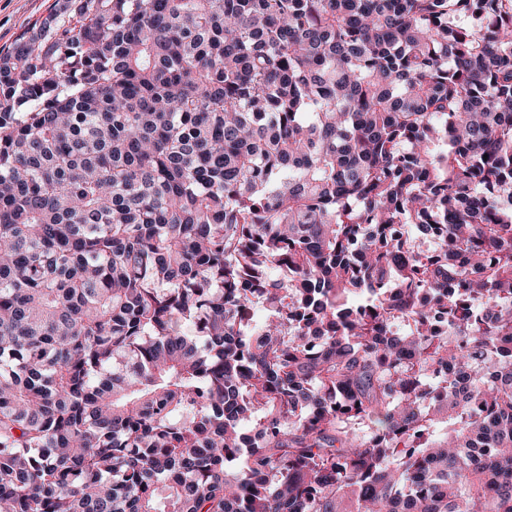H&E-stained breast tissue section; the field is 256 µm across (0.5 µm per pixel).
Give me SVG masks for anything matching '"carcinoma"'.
Here are the masks:
<instances>
[{
    "label": "carcinoma",
    "mask_w": 512,
    "mask_h": 512,
    "mask_svg": "<svg viewBox=\"0 0 512 512\" xmlns=\"http://www.w3.org/2000/svg\"><path fill=\"white\" fill-rule=\"evenodd\" d=\"M0 512H512V0L0 51Z\"/></svg>",
    "instance_id": "obj_1"
}]
</instances>
